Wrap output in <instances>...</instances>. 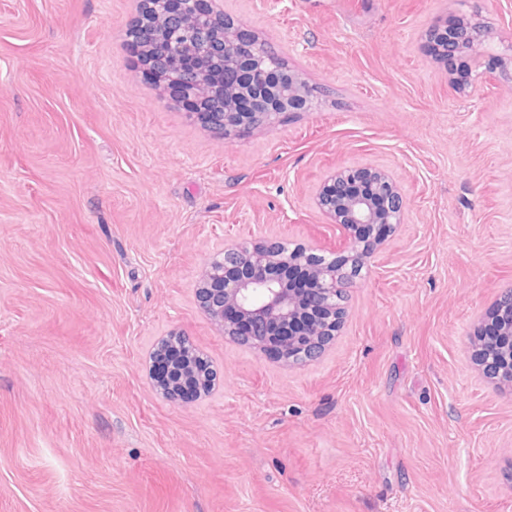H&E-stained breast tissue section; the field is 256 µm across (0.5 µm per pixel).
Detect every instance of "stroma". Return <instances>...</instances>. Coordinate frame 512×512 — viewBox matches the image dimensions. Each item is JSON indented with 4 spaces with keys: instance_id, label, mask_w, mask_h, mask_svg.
<instances>
[{
    "instance_id": "obj_1",
    "label": "stroma",
    "mask_w": 512,
    "mask_h": 512,
    "mask_svg": "<svg viewBox=\"0 0 512 512\" xmlns=\"http://www.w3.org/2000/svg\"><path fill=\"white\" fill-rule=\"evenodd\" d=\"M140 0H0V512H512V389L478 325L512 289V89L468 97L428 29L512 0H224L318 106L230 140L146 79ZM387 170L408 215L290 365L224 336L195 290L224 245L346 254L312 203ZM218 390L165 399L158 339Z\"/></svg>"
}]
</instances>
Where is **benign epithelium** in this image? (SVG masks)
Segmentation results:
<instances>
[{
  "mask_svg": "<svg viewBox=\"0 0 512 512\" xmlns=\"http://www.w3.org/2000/svg\"><path fill=\"white\" fill-rule=\"evenodd\" d=\"M146 7L137 20L139 26L156 30V37L173 46L181 36L184 19L194 15L201 21L220 24L224 13L205 0H142ZM498 38L493 25L483 18L467 19L439 48V55L448 60L462 51L476 53L489 48ZM211 51L225 57L233 69L235 85L227 93V108L223 112H203L210 128L224 126V138L251 129L257 119L269 124L286 112L309 111L315 96L302 76L287 68L271 66L254 68L253 58L234 52L227 54L222 36H216ZM501 70L497 78L506 88L512 87V42L500 54ZM484 73L474 70L464 76H454L455 89L471 96L478 93ZM259 103L263 112L253 111ZM314 203L328 223L336 225L346 241L349 271L363 268L374 249L382 243L396 225L404 223L406 204L396 182L380 168L346 167L328 174L314 194ZM279 242L260 240L254 245L226 247L222 257L214 259L196 288V301L209 320L224 335L263 351L276 354L290 365L316 358L336 336L345 309L337 300L348 282L340 279L330 267L325 255L306 247H298L297 255L278 261ZM299 267L307 275L304 295L288 287L285 279L262 274L264 265ZM238 271L235 278L225 277V270ZM311 314L314 320L304 331L286 339L273 337V326L288 325ZM498 343L493 348L477 349V366L482 375L493 381L512 385V299L498 301ZM178 343L184 349L177 360H168L166 350ZM189 338L175 332L162 339L153 351L152 364L163 365L164 377L156 381L160 393L176 403L197 401L211 394L217 385V372L202 356L187 349Z\"/></svg>",
  "mask_w": 512,
  "mask_h": 512,
  "instance_id": "1",
  "label": "benign epithelium"
}]
</instances>
